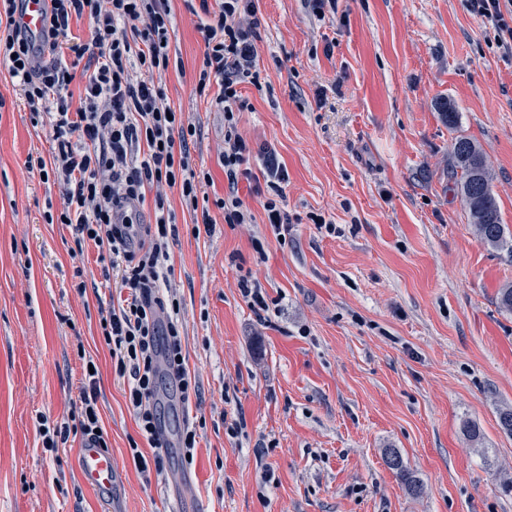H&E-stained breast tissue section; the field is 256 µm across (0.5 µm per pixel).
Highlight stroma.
<instances>
[{
	"instance_id": "1",
	"label": "stroma",
	"mask_w": 512,
	"mask_h": 512,
	"mask_svg": "<svg viewBox=\"0 0 512 512\" xmlns=\"http://www.w3.org/2000/svg\"><path fill=\"white\" fill-rule=\"evenodd\" d=\"M170 5L162 84L200 129L190 152L220 197L219 88L196 91L203 35L183 0ZM260 8L265 82L241 85L253 109L238 129L284 163L294 224L279 241L243 180L253 223L214 208V235L197 237L168 190L167 286L198 394L185 408L162 402L165 470L148 484L130 453L141 435L128 381L100 326L117 276L93 242L47 223L59 189L26 161L49 155L48 132L0 66V512H512V435L498 419L512 406V313L497 304L512 258L477 239L453 157L457 138L481 146L512 235V58L468 0H337L322 20L308 0ZM249 271L276 313L242 298ZM90 360L115 466L104 498L76 472L81 433L54 453L39 433L40 417L64 422L78 404ZM189 425L190 463L176 446ZM389 448L420 495L386 465Z\"/></svg>"
}]
</instances>
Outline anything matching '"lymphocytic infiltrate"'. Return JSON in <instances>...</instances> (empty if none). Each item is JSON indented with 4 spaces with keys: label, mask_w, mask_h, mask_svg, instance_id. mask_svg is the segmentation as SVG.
Listing matches in <instances>:
<instances>
[{
    "label": "lymphocytic infiltrate",
    "mask_w": 512,
    "mask_h": 512,
    "mask_svg": "<svg viewBox=\"0 0 512 512\" xmlns=\"http://www.w3.org/2000/svg\"><path fill=\"white\" fill-rule=\"evenodd\" d=\"M198 4L204 18L198 28L205 41L196 75L197 92L218 85L215 105L224 114L221 162L228 192L214 204L228 224H249L253 214L239 197L240 180L253 179V159L262 162L266 193L262 207L277 239L286 240L291 219L286 209L288 172L274 149L253 151L237 129V115L250 103L241 84L260 86L256 40L262 24L260 0H184ZM473 14L497 32V45L512 56V0H470ZM16 0H0V63L16 79L31 120L49 128V157L28 159V168L51 170L63 205L57 223L69 228L76 243L92 241L100 262L121 272L125 298L109 308L101 328L119 375H130L129 403L142 437L153 450H131L136 468L163 472L160 403L157 382L167 375L173 396L189 405L197 393L194 377L184 366L180 338V304L164 294L168 279L169 236L175 214L163 187L178 188L189 211L201 214L206 235L216 223L199 207L198 193L210 181L193 164L189 142L196 128L172 110L159 83L169 67L172 26L169 0H49L40 40L22 31ZM87 20L90 42L71 34L72 19ZM68 48L70 59L59 58ZM88 61L92 71L80 98L67 87L69 61ZM154 191L155 221L141 223L137 205ZM97 378L87 375L76 409L75 425L41 427L43 446L58 449L71 428L106 447L100 425Z\"/></svg>",
    "instance_id": "f902f5d3"
}]
</instances>
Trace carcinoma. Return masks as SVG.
<instances>
[{"mask_svg": "<svg viewBox=\"0 0 512 512\" xmlns=\"http://www.w3.org/2000/svg\"><path fill=\"white\" fill-rule=\"evenodd\" d=\"M453 153L456 167L461 170V192L479 241L503 250L512 257V236H506L504 225L501 224L499 209L491 189V174L482 149L468 138H459L454 143ZM385 461L390 469L404 474L409 493H421L420 481L406 472L397 449H386Z\"/></svg>", "mask_w": 512, "mask_h": 512, "instance_id": "cac0c4a2", "label": "carcinoma"}]
</instances>
